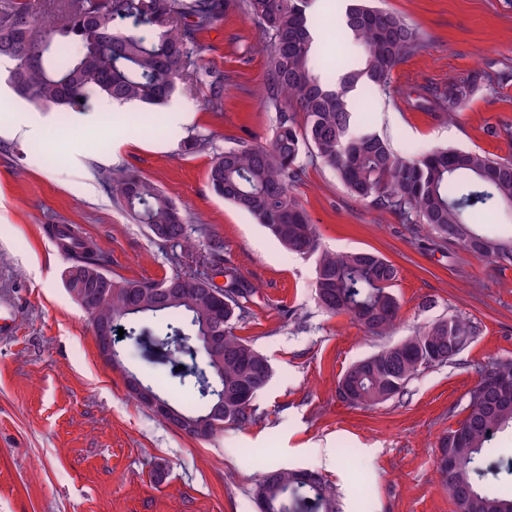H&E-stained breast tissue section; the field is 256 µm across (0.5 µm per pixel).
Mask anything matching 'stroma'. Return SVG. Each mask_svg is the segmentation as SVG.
Returning <instances> with one entry per match:
<instances>
[{"label": "stroma", "mask_w": 512, "mask_h": 512, "mask_svg": "<svg viewBox=\"0 0 512 512\" xmlns=\"http://www.w3.org/2000/svg\"><path fill=\"white\" fill-rule=\"evenodd\" d=\"M425 31L428 46L397 65L391 96L362 98V128L413 154L437 146L512 159V139L487 127L512 123V0H376ZM328 73L356 56L338 33L336 0L314 12ZM267 37L240 10L200 37L195 62L223 72L224 110L205 88L181 84L160 107L94 100L71 112L34 106L0 82V512H259L255 470L301 467L336 488L340 512H456L436 471L437 442L463 419L477 368L512 359V269L500 271L454 246L413 236L395 213L356 200L334 170L303 154L295 193L325 247L367 249L400 269V320L388 338L364 335L348 316L316 304L313 259L288 252L250 215L216 197L212 160L234 139L268 144L274 113L261 104ZM483 70L508 72L477 85L456 119L417 108L427 87ZM205 149L181 150L188 136ZM135 172L185 209L193 228L224 243L254 287L239 336L274 375L253 404L260 420L202 440L129 396L120 371L99 354L90 317L67 291L69 257L53 225L78 227L112 274L160 280L207 269V246L160 247L102 188L98 174ZM457 315L477 324L471 345L421 371L402 399L353 407L337 381L354 361L416 327ZM334 463H327V454Z\"/></svg>", "instance_id": "obj_1"}]
</instances>
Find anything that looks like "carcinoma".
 I'll list each match as a JSON object with an SVG mask.
<instances>
[{
  "label": "carcinoma",
  "instance_id": "1",
  "mask_svg": "<svg viewBox=\"0 0 512 512\" xmlns=\"http://www.w3.org/2000/svg\"><path fill=\"white\" fill-rule=\"evenodd\" d=\"M307 7L308 0H67L65 9L48 18L39 14L36 0H0V61L9 63L14 92L37 107L66 112L92 97L157 107L189 78L209 90V103L218 110L224 74L195 66L193 54L201 33L229 10H241L269 37L264 105L276 113V125L267 145L239 140L225 148L211 162L208 184L215 195L255 217L285 249L316 257L314 292L322 310L348 315L370 336H387L400 315L394 291L399 268L372 251L324 247L293 191L303 152L333 168L356 199L396 213L413 229L499 270L512 268V231L491 236L475 216L490 201L512 211V159L448 148L404 157L377 133L356 130L351 91L365 84L391 95L392 70L425 49L426 35L369 0H348L341 31L360 53L333 85L316 62ZM506 79L505 72L471 74L431 89L425 107L452 119L476 84ZM101 176L112 199L149 232L164 229L173 245L187 251L200 246L189 232L190 217L155 183L123 170ZM50 232L70 258L64 271L69 291L94 292L97 275L109 277L110 291L97 298L90 319L112 323L114 333L123 328V338L114 340L115 356L128 340L161 369L151 382L132 377L189 421L182 432L207 439L229 425L257 423L252 401L273 369L236 334L250 318L253 287L234 265H224L223 288L181 274L159 281L116 278L104 268L100 252L69 226L55 225ZM218 326L224 346L213 353L204 337ZM477 330L457 316L427 323L352 363L338 379V394L362 407L400 398L421 369L448 363L453 359L448 350L468 348ZM179 365L183 369L175 370ZM175 379L190 387V402L161 391ZM464 411L458 427L440 438L441 455L453 459L451 470L438 471L441 487L457 512H512V492L502 489L512 473L502 471L496 449L487 447L495 434L512 431V359L480 367ZM255 497L267 512H338L336 489L306 469L267 471Z\"/></svg>",
  "mask_w": 512,
  "mask_h": 512
}]
</instances>
